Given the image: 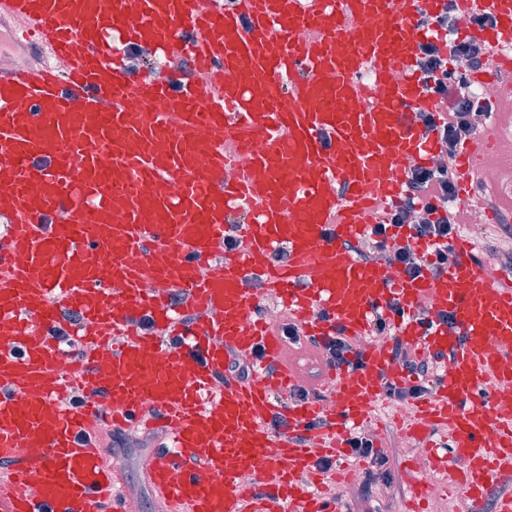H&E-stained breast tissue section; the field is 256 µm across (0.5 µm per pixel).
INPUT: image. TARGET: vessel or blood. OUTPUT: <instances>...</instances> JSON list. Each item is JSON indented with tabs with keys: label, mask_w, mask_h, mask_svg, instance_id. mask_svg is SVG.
<instances>
[{
	"label": "vessel or blood",
	"mask_w": 512,
	"mask_h": 512,
	"mask_svg": "<svg viewBox=\"0 0 512 512\" xmlns=\"http://www.w3.org/2000/svg\"><path fill=\"white\" fill-rule=\"evenodd\" d=\"M475 3L494 22L464 33L511 52L478 80L511 104L512 0H456L465 17ZM446 5L0 0L40 57L0 62V457L19 460L0 512H125L120 468L95 438L132 424L164 428L153 488L185 512H346L301 476L340 457L386 383L406 377L368 341L380 312L402 343L447 354L407 430L445 432L448 450L430 463L483 512L512 475V417L497 411L512 392V277L490 280L465 236L448 271L415 279L350 248L402 194L398 171L437 151L413 120L437 109L415 53L423 18ZM131 45L168 60L163 75L128 69L119 50ZM497 118L486 113L481 140L456 155L460 198L488 162ZM231 229L241 245L221 264ZM282 247L288 260L275 262ZM261 289L301 336L363 340L362 367L328 368L320 390L292 398L301 379L286 340L255 314ZM424 307L453 326L422 328ZM70 313L82 322L64 351L51 335ZM258 349L249 379L227 371L229 355ZM72 384L77 408L62 398ZM276 415L287 429L269 427Z\"/></svg>",
	"instance_id": "obj_1"
}]
</instances>
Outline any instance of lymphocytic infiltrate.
I'll return each instance as SVG.
<instances>
[{
	"instance_id": "f902f5d3",
	"label": "lymphocytic infiltrate",
	"mask_w": 512,
	"mask_h": 512,
	"mask_svg": "<svg viewBox=\"0 0 512 512\" xmlns=\"http://www.w3.org/2000/svg\"><path fill=\"white\" fill-rule=\"evenodd\" d=\"M433 24L440 36L419 44L416 68L427 92L441 97L448 106L436 114L417 112L416 120L437 135L440 161L410 170L401 203L382 211L377 224L354 248L358 260L365 263L380 254L393 255L410 277L426 271L440 274L451 262L450 243L459 232L461 219L453 161L459 149L474 139L480 115L492 109L489 99L473 95L471 76L492 68L495 49L476 36H460L455 6H447ZM375 331L391 338L390 356L408 377L405 384L387 385V397L405 403L433 393L441 355L422 354L394 340V327L384 317H376Z\"/></svg>"
}]
</instances>
